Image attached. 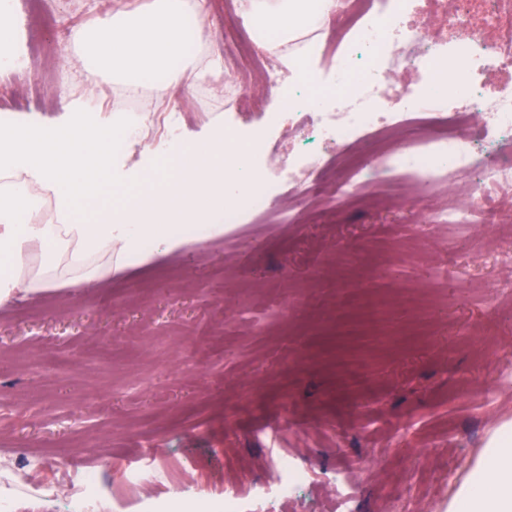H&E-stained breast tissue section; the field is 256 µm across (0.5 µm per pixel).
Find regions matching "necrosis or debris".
Here are the masks:
<instances>
[{"label":"necrosis or debris","mask_w":512,"mask_h":512,"mask_svg":"<svg viewBox=\"0 0 512 512\" xmlns=\"http://www.w3.org/2000/svg\"><path fill=\"white\" fill-rule=\"evenodd\" d=\"M331 17L335 43L320 44L319 52L336 62L332 84L298 83L284 68L270 74L295 109L294 153L266 161L262 138L242 130L250 98L225 75L224 140L253 161L247 190L224 196L225 223L287 222L275 185L302 205L318 197L320 179L338 167L335 189L344 200L375 181L392 198L413 201L468 181L466 202L432 212L431 223L469 224L478 210L497 223L492 193L512 189V158L492 157L490 148L512 141V90L488 91L485 78L512 72V0L491 7L485 0H336ZM447 64L455 67L456 87L430 95ZM181 484L192 512H259L266 495L261 486L246 494H196L186 475ZM105 502L112 512H128L96 470L83 469L68 512H94Z\"/></svg>","instance_id":"4bbe7bcc"}]
</instances>
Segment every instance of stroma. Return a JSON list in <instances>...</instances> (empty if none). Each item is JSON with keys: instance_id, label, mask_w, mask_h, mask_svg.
Returning a JSON list of instances; mask_svg holds the SVG:
<instances>
[{"instance_id": "stroma-1", "label": "stroma", "mask_w": 512, "mask_h": 512, "mask_svg": "<svg viewBox=\"0 0 512 512\" xmlns=\"http://www.w3.org/2000/svg\"><path fill=\"white\" fill-rule=\"evenodd\" d=\"M15 0L25 70L0 74V110L55 117L64 94L93 89L108 101L120 84L89 73L76 27L148 7L151 0ZM240 30L227 0H209L207 56L226 59ZM251 60L256 99L249 126L284 151L293 131L275 85ZM185 144L224 115V80L174 94ZM316 208L287 224H233L223 235L124 267L97 260V285L21 291L0 305V484L26 465L30 478L61 467L88 438L94 467L113 487L132 466L141 489L172 502L170 480L188 470L199 493L260 480L294 455L308 472L264 512H448V502L495 424L512 420V234L494 225L428 224L418 207L340 202L331 179ZM405 296L380 328L365 305ZM396 333L382 344L379 331ZM29 478V480H30ZM16 484L15 512H64Z\"/></svg>"}]
</instances>
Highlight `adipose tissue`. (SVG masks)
<instances>
[{
    "instance_id": "ef3b65f1",
    "label": "adipose tissue",
    "mask_w": 512,
    "mask_h": 512,
    "mask_svg": "<svg viewBox=\"0 0 512 512\" xmlns=\"http://www.w3.org/2000/svg\"><path fill=\"white\" fill-rule=\"evenodd\" d=\"M329 0H250L256 25L278 29L282 37L322 20ZM207 0H152L140 12L112 17L93 28L73 30L72 39L94 67L111 71L126 88L137 89L155 77L159 97L190 91L220 69L217 60L183 66L187 22L203 28ZM141 121L104 109L86 98L70 100L61 114L0 113V175L14 177L9 196L0 199V304L22 290L53 288L49 270L25 279L20 270L32 251L65 257L74 284L93 287L89 263L96 254L117 255L124 264L147 262L158 247H178V224H201L209 235L223 232L217 214L224 209V170L246 169L248 158L224 143V128L181 154L172 168L159 164L164 151L152 144L141 149L140 165L113 149L116 140L131 139ZM35 185L54 201L57 221L34 223L16 202L26 186ZM112 185L136 186L134 203L120 211L99 212L90 220L78 214L91 199ZM448 512H512V423L493 430L477 460L448 504Z\"/></svg>"
}]
</instances>
